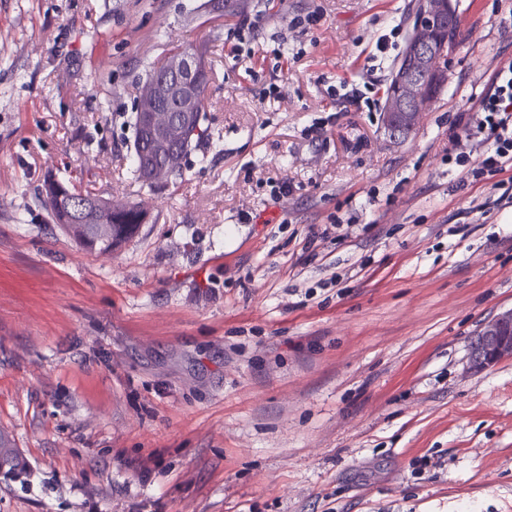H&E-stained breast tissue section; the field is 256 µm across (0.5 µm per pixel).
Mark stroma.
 Listing matches in <instances>:
<instances>
[{
    "label": "stroma",
    "instance_id": "obj_1",
    "mask_svg": "<svg viewBox=\"0 0 512 512\" xmlns=\"http://www.w3.org/2000/svg\"><path fill=\"white\" fill-rule=\"evenodd\" d=\"M240 2L0 0V431L28 464L0 512H512V360L466 369L512 308V204L448 154L512 59V0H455L447 79L403 140L336 90L383 98L375 43L417 0ZM180 43L207 47L215 144L153 193L131 122ZM49 170L148 222L80 251L47 221Z\"/></svg>",
    "mask_w": 512,
    "mask_h": 512
}]
</instances>
